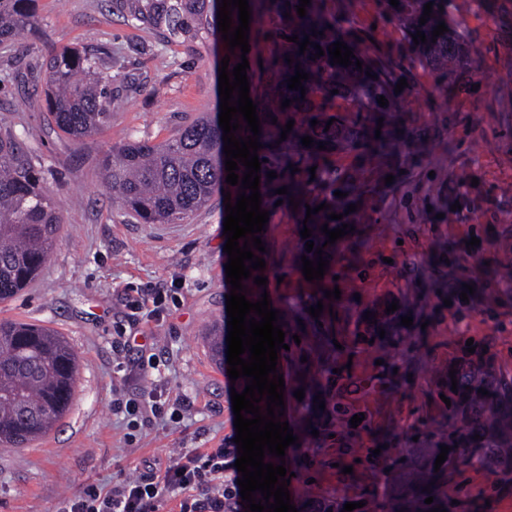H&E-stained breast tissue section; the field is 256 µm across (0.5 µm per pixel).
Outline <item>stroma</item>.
<instances>
[{
  "label": "stroma",
  "mask_w": 512,
  "mask_h": 512,
  "mask_svg": "<svg viewBox=\"0 0 512 512\" xmlns=\"http://www.w3.org/2000/svg\"><path fill=\"white\" fill-rule=\"evenodd\" d=\"M37 24L0 45V128L12 130L40 168L62 229L37 280L0 301V319L39 324L64 336L79 359L67 414L23 448L0 449V512H61L85 488L134 478L153 458L217 447L235 437L231 381L216 366L204 330L226 318L227 237L224 195L175 224H142L113 201L99 167L112 147L159 142L220 104L223 51L194 48L142 30L113 14L108 0H36ZM343 36L369 40L367 65L382 62L410 83L393 100L388 126L402 121L421 139L361 157L336 146L316 162L317 195H330L336 173L360 169L353 232L338 241L323 279L306 281L298 255L303 221L272 201L265 244L273 308L340 289L320 318L305 317L280 351L285 421L298 436L290 454L291 500L321 499L358 512L379 504L400 481L378 446L422 459L445 444L453 362L480 374L512 378V283L498 274L512 258V0H448V14L471 47L459 85L427 65L389 0H325ZM283 12H266L250 41L247 78L253 96L274 81ZM69 46L105 53L120 98L102 130L76 144L47 112L45 64ZM479 246L469 247L470 238ZM475 292L461 300L464 285ZM166 290L151 316L130 319L129 301ZM399 308L387 312L389 303ZM373 312L375 322L364 319ZM412 316V326L401 324ZM121 336L142 338L116 352ZM474 352H467V344ZM162 363L161 387L189 401L180 422L157 420L128 439L112 409L117 393L150 391L140 354ZM304 399H296V389ZM322 397L324 409L313 406ZM359 426H351L354 415ZM443 489L466 499L467 512H512V481L473 464L451 471Z\"/></svg>",
  "instance_id": "obj_1"
}]
</instances>
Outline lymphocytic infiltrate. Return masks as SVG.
<instances>
[{
	"label": "lymphocytic infiltrate",
	"mask_w": 512,
	"mask_h": 512,
	"mask_svg": "<svg viewBox=\"0 0 512 512\" xmlns=\"http://www.w3.org/2000/svg\"><path fill=\"white\" fill-rule=\"evenodd\" d=\"M237 457V449L218 447L158 459L142 476L119 481L107 491L89 487L67 500L62 512H161L173 498L179 512H240Z\"/></svg>",
	"instance_id": "1"
}]
</instances>
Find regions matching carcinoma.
I'll use <instances>...</instances> for the list:
<instances>
[{
  "label": "carcinoma",
  "instance_id": "carcinoma-1",
  "mask_svg": "<svg viewBox=\"0 0 512 512\" xmlns=\"http://www.w3.org/2000/svg\"><path fill=\"white\" fill-rule=\"evenodd\" d=\"M35 0H0V43L35 24ZM287 35L298 40L310 36L311 45L299 53V45L283 41L278 57V83L259 102L257 114L261 122L259 138L278 177L266 187V196L288 204L306 207L321 204L317 185L300 173L308 169L316 153L302 146L301 138L334 141L354 150L367 152L378 144L375 130L378 114L389 112L392 105L379 106L377 99L390 98L395 83L392 71L383 63L375 69L377 78L362 84L357 118L350 120L341 110L327 125L321 121L311 126L314 113L322 112L333 101L355 100L354 79L357 66L330 64L328 46L341 40V27L329 19L323 0H311L307 15L300 17L299 0H289ZM112 11L138 25L158 32L163 37L206 50L215 44L219 31L215 0H110ZM409 0H400L403 20L414 31L425 33L427 42L419 43L422 54L437 65L448 67V77L457 75L456 65L467 51L457 34L450 31L432 38V31L444 21L440 11L431 13L427 23L408 12ZM324 35L314 37L312 31ZM320 45L324 56L315 58L314 45ZM294 59L288 64L285 56ZM301 65L310 79L302 82L306 94L287 88V80ZM106 61L98 54L64 47L46 63L48 109L56 127L71 140L80 142L94 135L112 110L105 74ZM337 89L339 93L332 94ZM291 99L288 108L281 101ZM295 120L286 140L281 138L283 116ZM277 124H272V118ZM226 154L219 117L200 113L182 125L170 138L153 143L149 140L126 143L112 148L100 166L103 179L116 193L121 207L143 224H171L206 207L219 189L231 193L236 204L240 186L226 183ZM298 168L291 173L289 165ZM359 184V173L336 178V190L347 194L340 199L330 196V208L311 216L307 222L312 236L306 242L324 247L326 235L319 227L333 223L329 214L348 210L350 197ZM286 186L288 194L274 190ZM61 229V218L51 205L49 190L33 167L16 137L0 132V300L19 294L39 274L46 263ZM212 361L224 363V325L215 320L206 331ZM78 374L77 356L68 342L55 331L41 325L0 321V447L21 448L45 435L68 412ZM457 396L461 424L448 422L446 465L484 463L495 471L512 474V455L494 456L473 436L490 435L512 440V381L487 382L475 372L464 369L457 376ZM485 389L489 395L478 393ZM445 478L443 471L428 465L414 471L399 496L387 500L382 512H431L437 506L455 512V505L438 490ZM430 491H425V487ZM433 497V502L425 499Z\"/></svg>",
  "mask_w": 512,
  "mask_h": 512
}]
</instances>
